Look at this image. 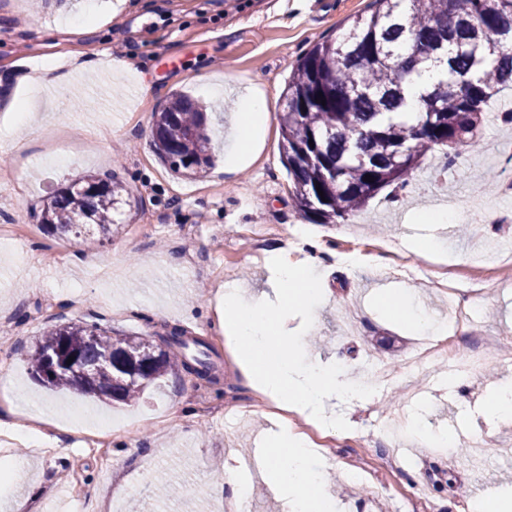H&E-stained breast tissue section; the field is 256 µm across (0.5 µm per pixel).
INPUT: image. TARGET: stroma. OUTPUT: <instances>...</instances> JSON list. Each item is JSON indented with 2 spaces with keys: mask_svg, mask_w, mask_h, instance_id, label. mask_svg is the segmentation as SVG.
<instances>
[{
  "mask_svg": "<svg viewBox=\"0 0 512 512\" xmlns=\"http://www.w3.org/2000/svg\"><path fill=\"white\" fill-rule=\"evenodd\" d=\"M371 9V0H0V88L9 89L0 129L14 125L18 102L38 98L26 122L14 125L16 148L0 152V234L37 229L16 252L0 254V318L17 328L0 335V404L11 402L21 417L28 401L50 405L41 428L54 438L41 448L18 436L0 439V512H12L32 484L42 490L37 512L62 499L67 512H224L225 466L236 455L268 448L278 419L215 326L214 295L227 283L251 292L266 288L275 252L302 221L280 155L288 76L315 42L336 37ZM76 27L81 35H73ZM48 60L66 81L34 92L27 78ZM77 61L85 69L74 71ZM242 85L265 93L270 122L264 148L232 170L224 145ZM176 92L207 112L215 162L193 178L173 174L152 144L154 114ZM511 138L512 127L486 124L478 145L457 146L459 167L447 185L458 207L481 198L496 210L497 223L471 225L465 235L453 224L417 223L416 213L437 194L412 187L392 211L383 210L378 196L353 221L313 225L325 249L328 297L305 337L304 361L346 358L366 383L373 380L370 364L401 370L423 333L384 306L375 286L383 271L372 247L386 244L417 268L426 259L412 245L430 233L448 244L447 264L473 270L477 256L512 239V195L486 187L499 172L498 144ZM88 173L125 182L129 195L112 214L118 232L100 245L40 230L42 201ZM272 227L278 237L254 253L253 231ZM394 287L429 317L441 320L448 312L447 295L423 276ZM81 322L152 340L184 330L215 349L214 377L184 373L128 404L49 391L29 373L32 346L51 324ZM471 326L480 336L512 337V291L484 289ZM453 348L454 366L429 363L376 388L368 402L327 400V414L347 422L333 430L336 453L327 459L336 512H384L395 488L402 494L399 512H463L484 488H512V419L496 418L483 401L489 389L512 380V364L492 353L473 368L464 340L454 338ZM456 374L465 384L452 391L448 380ZM235 400L250 407L247 419L225 414ZM76 405L99 420L132 424V435L86 447L72 436ZM399 411L454 433L456 447L430 454L420 442L400 467H382L374 440ZM483 434L495 447L470 453L471 440ZM18 458L27 467L17 480ZM421 483L428 488L424 500L416 495Z\"/></svg>",
  "mask_w": 512,
  "mask_h": 512,
  "instance_id": "35a3bbf8",
  "label": "stroma"
}]
</instances>
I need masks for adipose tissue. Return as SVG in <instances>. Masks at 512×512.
I'll return each instance as SVG.
<instances>
[{
  "mask_svg": "<svg viewBox=\"0 0 512 512\" xmlns=\"http://www.w3.org/2000/svg\"><path fill=\"white\" fill-rule=\"evenodd\" d=\"M270 120L265 97L247 93L237 100L235 127L225 153L227 164L237 167L255 152V134ZM320 246L311 241L300 261L287 254L274 256L268 287L256 295L228 284L217 298L218 325L237 343L240 362L253 387L279 407L320 415L331 395L351 400L370 397L346 365H308L298 361L301 333L285 330L278 316L288 308H301L304 327H311L314 312L323 301ZM326 464L315 457L287 423L279 432L264 463L266 479L275 487L289 512H334L335 502L326 491Z\"/></svg>",
  "mask_w": 512,
  "mask_h": 512,
  "instance_id": "adipose-tissue-1",
  "label": "adipose tissue"
}]
</instances>
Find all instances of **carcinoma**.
Wrapping results in <instances>:
<instances>
[{
  "label": "carcinoma",
  "mask_w": 512,
  "mask_h": 512,
  "mask_svg": "<svg viewBox=\"0 0 512 512\" xmlns=\"http://www.w3.org/2000/svg\"><path fill=\"white\" fill-rule=\"evenodd\" d=\"M373 0L372 11L338 37L315 43L288 78L281 118L282 160L294 206L311 224H340L382 190L404 189L422 158L437 148L478 143L494 85L512 84V0ZM407 44L402 58L395 47ZM448 80L421 95L417 123L395 120L404 84L428 63ZM154 150L175 174L196 177L212 166L201 107L175 94L154 116ZM374 181L364 180L365 175ZM324 195H319V192ZM127 188L85 175L56 190L41 226L62 236L112 237V210ZM152 341L110 334L94 324L51 325L30 354L32 375L51 391L77 387L102 401L128 403L167 375L210 378L211 348L187 355L183 331ZM85 366L78 374L69 357Z\"/></svg>",
  "instance_id": "cac0c4a2"
}]
</instances>
